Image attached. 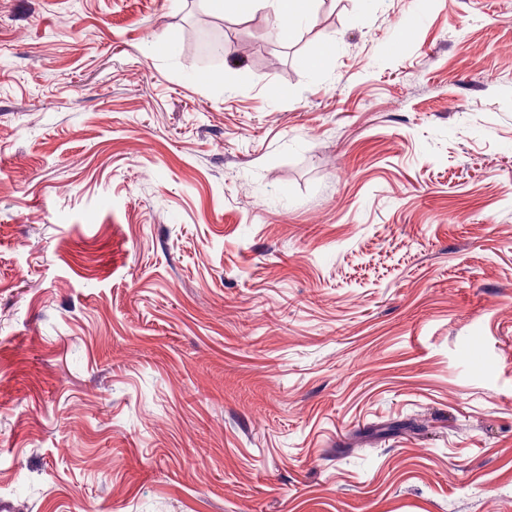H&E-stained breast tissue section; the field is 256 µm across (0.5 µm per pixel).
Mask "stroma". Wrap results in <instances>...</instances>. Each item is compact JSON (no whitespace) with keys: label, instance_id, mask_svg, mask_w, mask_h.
Listing matches in <instances>:
<instances>
[{"label":"stroma","instance_id":"1","mask_svg":"<svg viewBox=\"0 0 512 512\" xmlns=\"http://www.w3.org/2000/svg\"><path fill=\"white\" fill-rule=\"evenodd\" d=\"M274 24L0 0V512H512V0Z\"/></svg>","mask_w":512,"mask_h":512}]
</instances>
